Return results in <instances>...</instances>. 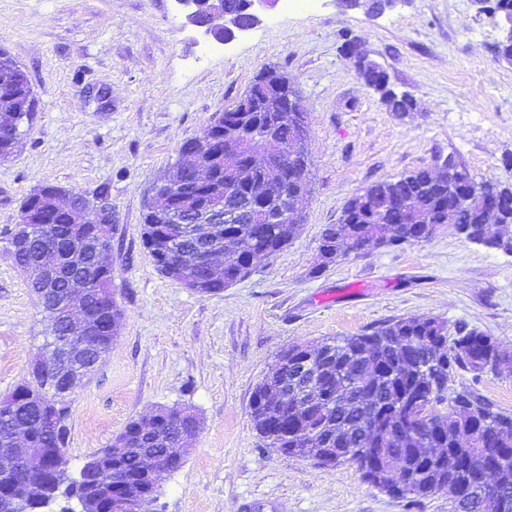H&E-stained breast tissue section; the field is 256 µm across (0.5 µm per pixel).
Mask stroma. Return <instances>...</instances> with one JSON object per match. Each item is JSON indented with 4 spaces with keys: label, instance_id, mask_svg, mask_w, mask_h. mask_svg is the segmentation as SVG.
I'll return each mask as SVG.
<instances>
[{
    "label": "stroma",
    "instance_id": "obj_1",
    "mask_svg": "<svg viewBox=\"0 0 512 512\" xmlns=\"http://www.w3.org/2000/svg\"><path fill=\"white\" fill-rule=\"evenodd\" d=\"M360 39L414 110L390 112L341 50ZM494 16L472 0H408L373 17L320 0L265 10L227 45L188 25L176 0H0V49L35 98L0 162V397L28 378L44 323L9 253L23 199L44 185L112 201V291L124 317L111 353L72 398L66 467L79 472L127 423L188 405L201 429L163 474L154 512H448V496L391 497L351 463L282 454L250 417L255 386L294 344L353 336L408 317L464 325L512 352V253L443 226L430 240L351 253L317 270L319 238L346 202L454 156L474 178L512 179V64L497 61ZM266 66L286 72L309 120L306 222L288 246L217 295L165 277L142 240L149 190ZM512 412V360L456 374Z\"/></svg>",
    "mask_w": 512,
    "mask_h": 512
}]
</instances>
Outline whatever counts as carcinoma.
Wrapping results in <instances>:
<instances>
[{
  "instance_id": "carcinoma-1",
  "label": "carcinoma",
  "mask_w": 512,
  "mask_h": 512,
  "mask_svg": "<svg viewBox=\"0 0 512 512\" xmlns=\"http://www.w3.org/2000/svg\"><path fill=\"white\" fill-rule=\"evenodd\" d=\"M17 74L11 59L0 58V122L13 128L12 136L0 137V160L10 158L19 142L21 126L32 119V113L22 112ZM390 110L403 116L414 108L412 99L399 94H381ZM224 130L245 146L247 151H259L265 137L272 133L288 141L294 137L286 122L273 123L268 112H244L242 102L224 109L208 130ZM236 162L227 161L217 170L224 192L241 199L250 195L248 178L234 175ZM425 174L401 177L395 181L375 182L364 187L346 204V216L336 224L327 225L320 236L318 250L324 253L323 270L343 257L337 251L340 240L351 236L382 238L398 229L404 230L409 241L419 239V224H403L395 212L380 219L381 211L389 207L388 197L401 196L410 201L413 213L423 212L434 224L448 223L444 204L448 186L432 191L423 189ZM493 186L490 181L469 177L461 190L466 202L456 212L455 224H465L474 232L484 229L486 208L482 197ZM57 190L44 185L25 197L21 205V223L30 227L27 252L17 262L27 267L28 285L38 292L43 288H62V278L85 274L93 265L95 241L91 226L77 224L64 211H39L41 195ZM212 246L224 253V278L213 281L205 294L214 295L247 276L252 258H264L282 251L301 229L299 224L272 222L268 224H219ZM59 248L62 277L49 283L36 273L41 250ZM112 289V267L93 269L89 302L85 314L99 326V343L107 347L118 336L121 312L114 298L106 301L98 293ZM496 344V340L475 328L459 327L455 335L448 334L447 324L433 317L399 319L356 336L333 338L325 342L332 352L325 368L297 376L295 366L301 357L291 355L288 363V388L312 384L325 394L321 405L303 402L280 411L271 403L268 386L273 375L268 373L256 386L250 400V414L260 437L274 438L272 447L295 455L290 435L301 427L319 430L328 447L342 453L358 446L362 439L375 442L389 463L402 470L410 492L395 494L401 499L423 498L434 493L448 494L449 512H481L486 486L477 476L476 465H492L505 452L511 461L497 466L493 473L498 487L494 512H512V413L498 408L472 391L449 389L451 377L459 370L481 373L478 365ZM52 382L62 389L61 375L37 372L20 389ZM60 427L52 432L43 422V408L37 402H23L13 411L12 420L0 422V448H12L21 437H29L38 448H67L70 406L54 411ZM190 408H172L162 422L150 431L131 420L113 443L102 449L112 456V469L101 473L79 470L72 477L54 462H41L28 469V476L41 481L54 471L53 484L43 503L60 493L75 502L62 512H112V494L121 483H130L138 493L149 492L150 483L144 477L146 456L157 455L176 447L189 426ZM424 448H444L446 456L436 459L423 455Z\"/></svg>"
}]
</instances>
